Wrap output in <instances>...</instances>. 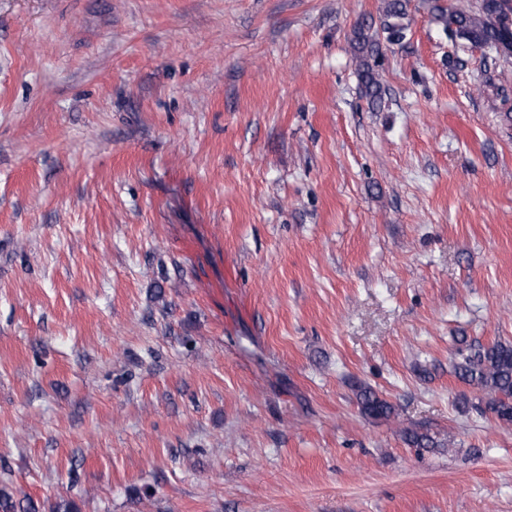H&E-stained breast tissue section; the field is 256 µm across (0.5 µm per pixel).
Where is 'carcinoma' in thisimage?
I'll return each mask as SVG.
<instances>
[{"instance_id": "carcinoma-1", "label": "carcinoma", "mask_w": 512, "mask_h": 512, "mask_svg": "<svg viewBox=\"0 0 512 512\" xmlns=\"http://www.w3.org/2000/svg\"><path fill=\"white\" fill-rule=\"evenodd\" d=\"M409 0H384L380 23H365L355 31L352 39L358 75L365 97L373 104L382 102L379 80V62L382 56L381 39L401 40L406 31L404 20ZM435 19L452 37L472 46H490L503 58L512 56V0H479L474 8L453 0L433 6ZM459 360L453 368L464 383L482 393L478 409L489 412L500 422L512 424V342L496 341L488 346H474L458 351ZM361 412L374 419H388L393 406L382 399L371 387L357 393ZM403 439L412 448H438L442 443L426 433L403 431ZM0 512H36L31 500H14L0 490Z\"/></svg>"}]
</instances>
